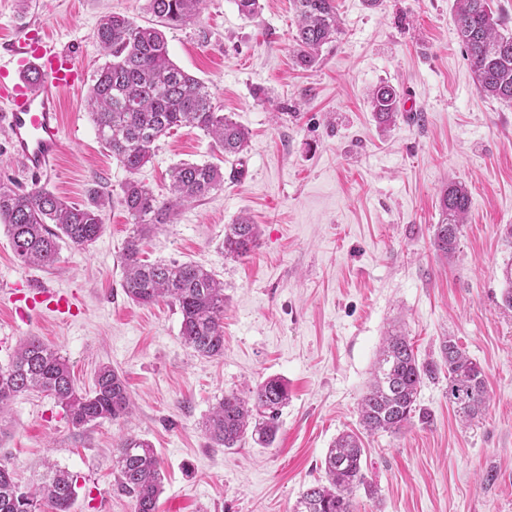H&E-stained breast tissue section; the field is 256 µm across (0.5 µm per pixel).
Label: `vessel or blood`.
Instances as JSON below:
<instances>
[{"label": "vessel or blood", "mask_w": 512, "mask_h": 512, "mask_svg": "<svg viewBox=\"0 0 512 512\" xmlns=\"http://www.w3.org/2000/svg\"><path fill=\"white\" fill-rule=\"evenodd\" d=\"M9 67L0 66V125L9 133L11 153L34 176L56 163L62 145L60 104L84 72L66 47L36 45L21 37L7 48Z\"/></svg>", "instance_id": "vessel-or-blood-1"}]
</instances>
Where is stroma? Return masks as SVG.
I'll list each match as a JSON object with an SVG mask.
<instances>
[{
	"mask_svg": "<svg viewBox=\"0 0 512 512\" xmlns=\"http://www.w3.org/2000/svg\"><path fill=\"white\" fill-rule=\"evenodd\" d=\"M453 2L336 0L343 33L307 71L292 60L290 0H261L253 19L233 0H207L197 20L166 30L172 61L251 133L243 158L220 163L223 188L142 244L146 261L193 262L223 280L220 358L185 345L174 306L126 296L130 224L117 202L131 176L167 197L174 165L215 160L210 139L178 129L128 174L98 140L83 85L62 99V151L50 174H25L0 135V180L47 185L72 205L112 199L100 237L84 249L62 242L50 269L21 268L0 231V366L36 336L60 348L80 388L91 389L108 364L134 401L129 420L76 429L53 398L18 395L0 417V461L20 485L37 483L52 462L78 477L72 512H134L112 469L113 448L132 433L162 460L158 512H293L302 491L324 479L332 441L357 428L377 352L399 325L419 360L440 367L418 396L430 421L363 435L367 486L354 512H512V309L502 300V271L512 267V104L479 95ZM110 12L152 22L147 0H31L26 8L0 0V45L23 35L50 40L91 74L105 61L93 31ZM381 83L412 102L421 122L401 116L380 126L367 97ZM451 180L466 183L471 207L445 259L430 238L438 192ZM243 214L259 225V245L234 261L220 244ZM15 284L66 292L76 310L36 309L18 320ZM448 337L485 373L488 407L467 427L446 395L440 345ZM270 376L290 391L274 443L210 447L202 423L213 405Z\"/></svg>",
	"mask_w": 512,
	"mask_h": 512,
	"instance_id": "obj_1",
	"label": "stroma"
}]
</instances>
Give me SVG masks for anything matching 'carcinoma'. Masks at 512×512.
<instances>
[{
  "label": "carcinoma",
  "mask_w": 512,
  "mask_h": 512,
  "mask_svg": "<svg viewBox=\"0 0 512 512\" xmlns=\"http://www.w3.org/2000/svg\"><path fill=\"white\" fill-rule=\"evenodd\" d=\"M159 26H143L117 13L101 17L93 36L109 57L95 72L86 103L96 134L124 169L134 174L151 159L155 143L182 127L201 130L224 156L242 160L250 134L213 103L209 87L175 65L164 29L198 18L205 0H147ZM297 17L293 57L302 69H312L322 48L342 34L336 0H292ZM456 35L474 74L481 96L512 102V33L494 10L492 0H455ZM368 104L379 123L389 126L402 112L400 92L388 84L375 86ZM170 196L158 198L146 184L130 179L121 187L120 203L131 224L122 262L127 297L142 306L166 301L181 315V336L200 357L224 356V283L192 262H144L143 237L174 223L180 207L192 204L224 186V173L214 163L180 162L172 167ZM471 198L466 184L450 182L438 197L439 220L431 245L451 258L466 223ZM103 197L73 206L53 191H29L0 181V228H4L21 267H50L58 259L60 242L86 248L102 232ZM258 225L240 216L224 225V258L242 260L258 245ZM448 368V401L467 425L488 406L482 367L448 338L441 343ZM438 367L419 361L413 345L400 330L384 337L374 363L372 380L358 405L359 424L366 432L398 434L414 418L426 423L418 408L419 390L436 378ZM37 390L52 397L70 424L85 428L117 421L132 413V400L122 375L110 366L98 369L94 389L82 392L73 381L69 360L32 337L24 340L11 363L0 367V414L17 395ZM288 384L268 377L246 397L224 394L204 421L213 448H238L246 438L269 446L278 432V416L288 404ZM363 448L359 436L342 432L324 457L326 482L308 486L295 512H354L353 493L365 485ZM112 467L121 490L135 502V512H156L161 494L162 461L152 444L133 434L113 450ZM77 479L65 469H51L35 488H22L9 467L0 463V512H71Z\"/></svg>",
  "instance_id": "1"
}]
</instances>
